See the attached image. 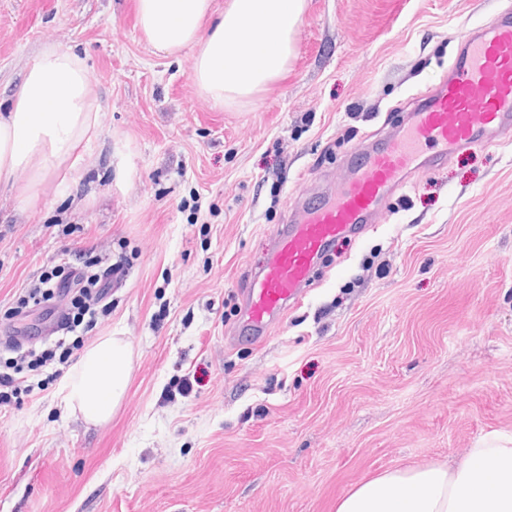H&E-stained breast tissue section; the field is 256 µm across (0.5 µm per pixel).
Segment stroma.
<instances>
[{"label":"stroma","mask_w":512,"mask_h":512,"mask_svg":"<svg viewBox=\"0 0 512 512\" xmlns=\"http://www.w3.org/2000/svg\"><path fill=\"white\" fill-rule=\"evenodd\" d=\"M502 5L306 0L284 76L219 108L193 49L153 52L137 0H0V99L53 44L102 105L81 182L34 208L0 186V371L9 336L57 340L55 313L15 307L80 249L123 267L84 342L122 337L133 365L98 426L61 413L54 367L25 373L0 405V512H336L379 472L512 439V145L411 178L264 339L242 299L290 198L336 190Z\"/></svg>","instance_id":"35a3bbf8"}]
</instances>
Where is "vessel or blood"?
<instances>
[{
    "instance_id": "1",
    "label": "vessel or blood",
    "mask_w": 512,
    "mask_h": 512,
    "mask_svg": "<svg viewBox=\"0 0 512 512\" xmlns=\"http://www.w3.org/2000/svg\"><path fill=\"white\" fill-rule=\"evenodd\" d=\"M512 136V9L500 11L458 50L449 74L421 94L408 122L373 146L359 145L334 196L292 206L259 274L243 293L246 327L263 335L304 292L324 249L382 217L386 197L429 162Z\"/></svg>"
}]
</instances>
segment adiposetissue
<instances>
[{"mask_svg": "<svg viewBox=\"0 0 512 512\" xmlns=\"http://www.w3.org/2000/svg\"><path fill=\"white\" fill-rule=\"evenodd\" d=\"M305 0H138V23L156 53L195 48L193 76L215 106L250 98L280 79L295 54ZM102 106L75 53L44 47L0 108V184L28 174V205H38L64 175L83 176L79 148L100 133ZM131 369L129 345L115 336L88 347L62 391L68 413L106 422ZM336 512H512V444L492 440L453 467L392 469L347 492Z\"/></svg>", "mask_w": 512, "mask_h": 512, "instance_id": "1", "label": "adipose tissue"}]
</instances>
